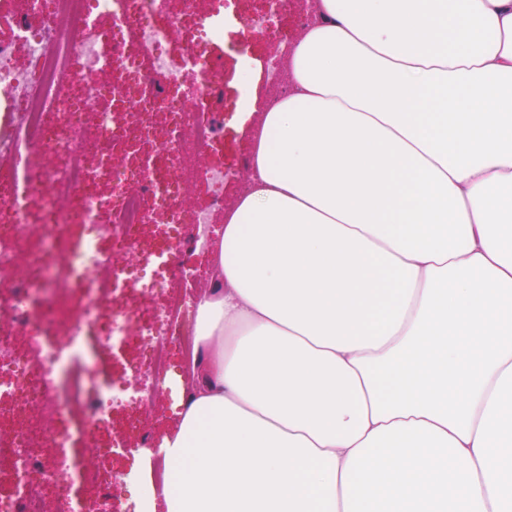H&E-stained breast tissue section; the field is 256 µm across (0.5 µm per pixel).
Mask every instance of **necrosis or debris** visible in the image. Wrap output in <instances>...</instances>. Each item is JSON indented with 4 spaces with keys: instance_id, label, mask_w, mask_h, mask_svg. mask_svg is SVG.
Returning a JSON list of instances; mask_svg holds the SVG:
<instances>
[{
    "instance_id": "obj_1",
    "label": "necrosis or debris",
    "mask_w": 512,
    "mask_h": 512,
    "mask_svg": "<svg viewBox=\"0 0 512 512\" xmlns=\"http://www.w3.org/2000/svg\"><path fill=\"white\" fill-rule=\"evenodd\" d=\"M23 0L0 37V112L9 113L0 131V157H25L19 169L0 170V268L8 269L18 243L42 219L51 248H66L75 216L88 228L80 255L96 279L85 290L80 315L68 326V348L46 336L43 303L35 287L50 289L52 262L30 265L17 285L22 304L0 324V422L10 430L0 450V512H45L44 493L63 480L77 481L82 495L66 512H141L138 500L123 495L124 474L79 467L66 452L71 431L91 437L104 421L105 406L118 402L115 385L91 392L73 413L59 387L62 363L79 349L89 331L108 350L127 336L132 311L121 307L122 286L131 282L165 296L161 326L141 332L152 378L165 380L171 342L185 363L195 346L191 307L180 297L182 278H159L148 265H118L116 255L135 252L146 201L166 214L165 255L170 243L190 250L209 243L208 216L181 203L186 182L185 153L206 154L224 135L219 119H202L191 105L198 97L214 111L224 108L222 26L182 0ZM185 49L174 54V41ZM195 76V93L184 91L185 73ZM103 98L111 110L86 124L87 103ZM149 145L152 161L133 155ZM108 223H97L98 213Z\"/></svg>"
}]
</instances>
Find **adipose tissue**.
Masks as SVG:
<instances>
[{
    "label": "adipose tissue",
    "mask_w": 512,
    "mask_h": 512,
    "mask_svg": "<svg viewBox=\"0 0 512 512\" xmlns=\"http://www.w3.org/2000/svg\"><path fill=\"white\" fill-rule=\"evenodd\" d=\"M315 11L143 506L512 512V0Z\"/></svg>",
    "instance_id": "adipose-tissue-1"
}]
</instances>
